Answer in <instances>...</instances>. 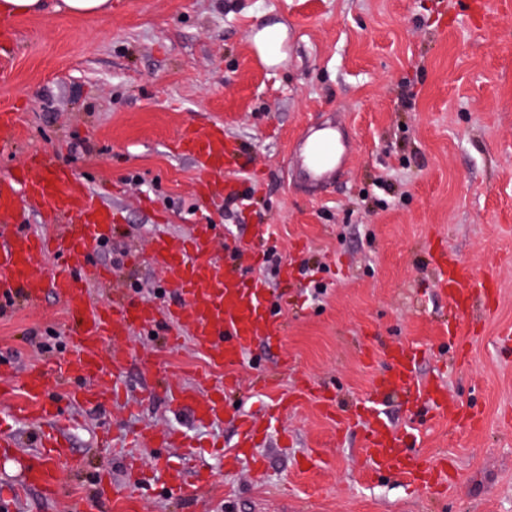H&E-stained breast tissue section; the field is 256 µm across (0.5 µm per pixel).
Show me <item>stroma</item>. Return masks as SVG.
Returning a JSON list of instances; mask_svg holds the SVG:
<instances>
[{"label": "stroma", "mask_w": 512, "mask_h": 512, "mask_svg": "<svg viewBox=\"0 0 512 512\" xmlns=\"http://www.w3.org/2000/svg\"><path fill=\"white\" fill-rule=\"evenodd\" d=\"M481 2L476 10L472 0H112L104 16L50 9L12 19V77L0 84V110L19 116L12 145L0 151V179L37 152L90 187L111 183L106 202L119 226L110 242L123 263L96 261L135 302L175 295L149 257L156 230L221 225L220 252L264 226V250L290 267L291 281L249 254L238 268L266 280L288 337L281 348L253 349L231 399L256 414L280 393L294 396L272 426L265 472H228L233 423L203 425L189 408H172L131 361L135 411L73 407L67 437L87 469L52 460L59 498L23 489L22 471L39 456L37 424L13 423L22 444L0 459V492L14 493L15 512H180L163 473L131 506L91 499L97 469L119 485L138 479L99 446L104 427L117 435L176 429L199 440L191 460L167 451L185 481L201 470L215 476L195 512H512V0ZM275 22L287 30V57L269 67L251 32ZM334 121L350 164L314 191L299 178V145ZM188 126H220L238 142L235 176L254 197L229 206L223 193L201 195L195 161L171 149ZM78 142L91 154L73 151ZM443 246L482 289L454 316L431 262ZM72 326L50 292L1 309L0 372L17 377L60 362ZM33 330L46 350L31 344ZM129 345L188 385L206 367L190 342L168 347L159 330L134 333ZM390 346L419 351V375L454 400L451 415L428 414L411 442L420 460L447 457L456 474L438 498L371 473L362 428H340L300 394L306 384L331 388L340 410H353L374 397ZM377 400L389 425L404 430V396Z\"/></svg>", "instance_id": "35a3bbf8"}]
</instances>
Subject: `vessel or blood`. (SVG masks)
<instances>
[{"instance_id": "1", "label": "vessel or blood", "mask_w": 512, "mask_h": 512, "mask_svg": "<svg viewBox=\"0 0 512 512\" xmlns=\"http://www.w3.org/2000/svg\"><path fill=\"white\" fill-rule=\"evenodd\" d=\"M177 148L191 155L206 175L218 178L226 195H237L229 171L238 147L225 137L223 129L206 133L185 130ZM346 164L335 133L328 132L307 145L300 170L308 182L318 184ZM102 198V190L89 188L67 167L40 155L33 156L10 180H0L1 215H12L25 205L49 208L62 220L54 232L46 234L36 233L23 224L0 226V299L33 303L49 291L59 298L77 326L69 338L67 355L57 365L73 401L95 404L105 397L116 402L127 400L123 384L126 365L135 358L145 365L150 362L148 356H135L128 346L133 332L162 325L170 343L188 336L194 349L204 357L209 374L220 371L224 378L214 382L208 374L192 387L171 382L166 393L174 405L191 409L200 422L223 419L224 391L235 385L233 373L242 365L245 353L256 343L274 348L286 339L285 322L267 304L265 282L257 276L244 279L227 263L218 261L214 256L212 226L197 224L184 236L161 230L152 238V262L161 271L165 284L176 289L174 302L163 309L154 304H129L121 299L108 306L93 305L89 290L104 279L106 271L89 264L88 259L111 233L115 221ZM40 255L66 258L68 265L53 274H44L35 263ZM436 263L448 270L447 275L439 277L438 286L449 302L477 296V280L468 267L444 256L437 258ZM106 343L112 346L107 354L102 351ZM107 357L112 360L108 370L103 367ZM415 361V353L403 348L394 350L386 369L376 378L377 389L386 394L411 393L417 404L429 405L437 414H447V393L435 385L418 383ZM17 390L23 399L14 402L13 412L19 415L36 409L43 421L36 436L47 453L46 458L26 465L24 485L56 496L60 483L47 459L65 453L64 443L55 435L65 422L64 409L48 397L43 370L27 371L18 388L1 386L0 397L11 398ZM229 417L241 438L243 453L251 455L255 464H262V456L256 453L260 431L253 416L238 411ZM363 451L376 473L398 475L419 490L431 488L445 468L441 462H418L402 436L390 431L376 415L368 423Z\"/></svg>"}]
</instances>
